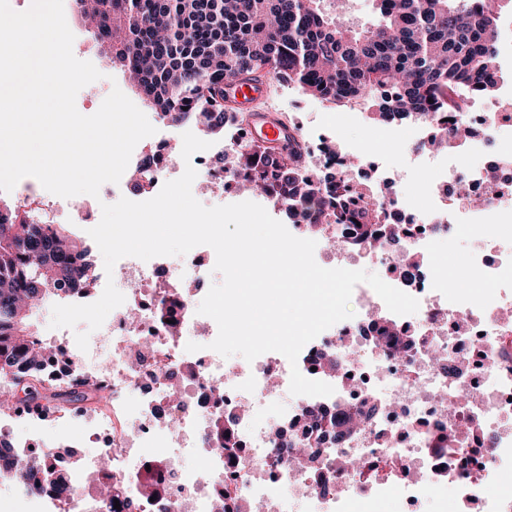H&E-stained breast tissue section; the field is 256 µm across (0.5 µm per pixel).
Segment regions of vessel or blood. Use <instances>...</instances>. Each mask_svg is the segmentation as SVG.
<instances>
[{"label":"vessel or blood","instance_id":"1","mask_svg":"<svg viewBox=\"0 0 512 512\" xmlns=\"http://www.w3.org/2000/svg\"><path fill=\"white\" fill-rule=\"evenodd\" d=\"M269 75L239 77L224 84V109L249 113L245 124L246 136L254 144L272 153H282L289 137L298 136L295 124L283 122L273 108H259L258 103L267 94Z\"/></svg>","mask_w":512,"mask_h":512}]
</instances>
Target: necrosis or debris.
Wrapping results in <instances>:
<instances>
[{"label":"necrosis or debris","instance_id":"4bbe7bcc","mask_svg":"<svg viewBox=\"0 0 512 512\" xmlns=\"http://www.w3.org/2000/svg\"><path fill=\"white\" fill-rule=\"evenodd\" d=\"M457 117L484 129L482 146L495 153V161L475 164L458 151L431 152L436 169L429 193L416 201L398 200V221L379 227L382 236L400 234L419 261L410 277L388 279L418 299V311L394 314L368 286L358 294L365 309L409 331V351L377 345L360 325L342 321L309 342L296 363L277 352L250 363H229L211 350L218 326L198 314L195 303L184 301L172 323L156 317L170 293L152 286V279L164 270L182 290L193 291L195 277L204 272L199 250L175 264L165 256L148 261L125 257L115 264L113 280L125 301L85 354L111 398L113 418L83 414L79 420L92 433L97 457L112 461L119 512H215L226 498L235 512H248L256 502L266 505L267 512H288L293 500L304 501L309 512H347L357 496L391 502L395 512H424L427 490L444 483L453 490L449 512L471 504L481 512H512V493L503 490L500 480L512 469V251L491 242L467 252L465 263L484 282L478 293L449 287L433 255L437 242L468 232L474 222L512 225V206L501 203L512 187V114L481 112L469 100ZM452 196L478 198L483 205L459 216L447 207ZM288 230L315 240L318 258L334 245L365 252L351 245L349 233L337 224H310L298 216ZM191 341L200 344V351L187 352ZM144 343L152 353L148 371L133 361ZM178 366L186 379L168 417H157L153 408L167 398V374ZM295 367L333 386L327 403L358 412L371 400L379 408L345 443L323 449L321 460L332 486L328 493L317 489L310 471L298 468L292 453L275 440L276 430L297 421L311 397L296 396L294 408L277 417L267 414L270 396L289 388ZM229 414L237 417L233 448L212 460L208 471L188 465L187 456L210 457L211 422ZM119 417L127 427L116 426ZM442 432L451 438L452 452L432 451L433 436ZM345 457L387 463L398 479L360 486L353 469L342 465ZM150 461L157 465L154 480L161 497L156 502L142 495L143 466ZM73 480L77 492L68 499L41 494L43 512H95L85 494L95 485L93 474L77 469Z\"/></svg>","mask_w":512,"mask_h":512}]
</instances>
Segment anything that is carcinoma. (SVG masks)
<instances>
[{"label": "carcinoma", "instance_id": "cac0c4a2", "mask_svg": "<svg viewBox=\"0 0 512 512\" xmlns=\"http://www.w3.org/2000/svg\"><path fill=\"white\" fill-rule=\"evenodd\" d=\"M91 23L101 51L126 68L147 104L173 126L193 122L210 134L224 131V81L258 72L336 106L362 101L371 119L432 125L436 139L420 149L461 147L469 132L448 125L452 96L493 94L495 16L512 0H374L379 19L355 29L331 16L326 0H74ZM238 183L260 187L288 212L299 207L311 224H350L356 243L380 241L376 225L387 213L343 170L332 181L306 177L302 164L256 145L227 160ZM91 247L77 244L59 224H40L18 205L0 203V413L34 406L62 410L103 398L88 377L52 381L40 371L42 353L30 324L46 299L69 302L89 295L99 274ZM24 397H19L18 392ZM303 433L315 443H339L348 413L321 407L305 412ZM234 421L211 425L220 455ZM0 477L30 494H72L70 473L23 455L0 438Z\"/></svg>", "mask_w": 512, "mask_h": 512}]
</instances>
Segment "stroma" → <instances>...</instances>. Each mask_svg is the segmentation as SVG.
<instances>
[{"instance_id":"obj_1","label":"stroma","mask_w":512,"mask_h":512,"mask_svg":"<svg viewBox=\"0 0 512 512\" xmlns=\"http://www.w3.org/2000/svg\"><path fill=\"white\" fill-rule=\"evenodd\" d=\"M73 0H64L67 24L74 35L73 53L81 60L92 62L101 72L96 96L77 94L76 107L81 114H94L113 87L121 91L140 109L148 120H155L138 91L126 84V74L120 66L112 65L101 54L92 32L76 17ZM271 107L280 111L284 119L298 121L304 129L317 132L327 131L340 152L352 160L355 175H362L365 168L379 166L400 171L393 191L398 195L418 196L426 194L433 180L432 171L421 163L409 162L408 156L415 143L406 127L373 122L364 104L352 102L342 107L320 101L303 94L296 87L275 81L271 84L268 99ZM9 432L12 437L24 438L34 444L66 446L77 452L81 461H90L94 447L84 436L83 428L77 424L75 414L59 410L47 418L24 413L14 419Z\"/></svg>"}]
</instances>
